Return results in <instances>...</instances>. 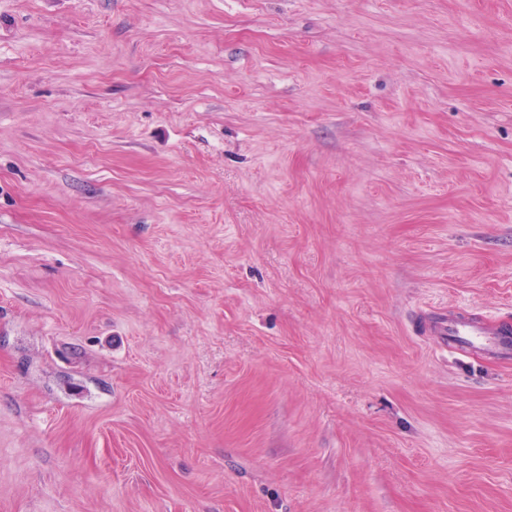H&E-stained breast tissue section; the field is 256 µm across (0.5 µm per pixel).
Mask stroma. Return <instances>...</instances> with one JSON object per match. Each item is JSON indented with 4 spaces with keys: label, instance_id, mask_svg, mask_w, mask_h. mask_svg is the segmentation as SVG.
Listing matches in <instances>:
<instances>
[{
    "label": "stroma",
    "instance_id": "1",
    "mask_svg": "<svg viewBox=\"0 0 512 512\" xmlns=\"http://www.w3.org/2000/svg\"><path fill=\"white\" fill-rule=\"evenodd\" d=\"M512 0H0V512H512ZM428 328L449 350L471 357L508 361L512 357V325L483 321L471 314L429 313Z\"/></svg>",
    "mask_w": 512,
    "mask_h": 512
}]
</instances>
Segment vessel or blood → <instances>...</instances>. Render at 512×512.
Masks as SVG:
<instances>
[{"mask_svg": "<svg viewBox=\"0 0 512 512\" xmlns=\"http://www.w3.org/2000/svg\"><path fill=\"white\" fill-rule=\"evenodd\" d=\"M425 320L429 330L441 336L451 351L471 357L512 359V325L452 312L429 313Z\"/></svg>", "mask_w": 512, "mask_h": 512, "instance_id": "1", "label": "vessel or blood"}]
</instances>
